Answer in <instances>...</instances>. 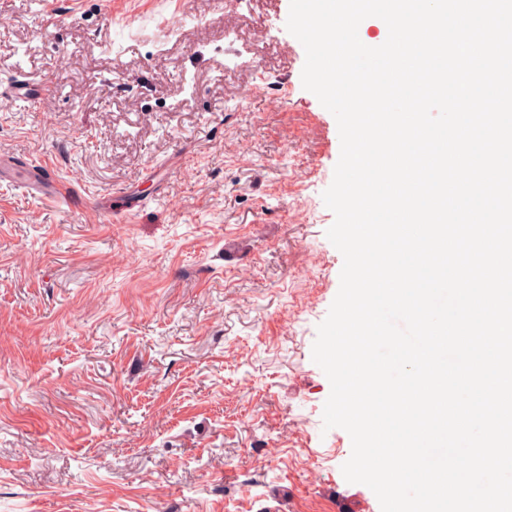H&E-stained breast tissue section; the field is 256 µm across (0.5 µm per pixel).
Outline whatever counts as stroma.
Here are the masks:
<instances>
[{"label": "stroma", "instance_id": "35a3bbf8", "mask_svg": "<svg viewBox=\"0 0 512 512\" xmlns=\"http://www.w3.org/2000/svg\"><path fill=\"white\" fill-rule=\"evenodd\" d=\"M289 7L0 0V85L55 86L0 111V512H381L323 427L340 138Z\"/></svg>", "mask_w": 512, "mask_h": 512}]
</instances>
